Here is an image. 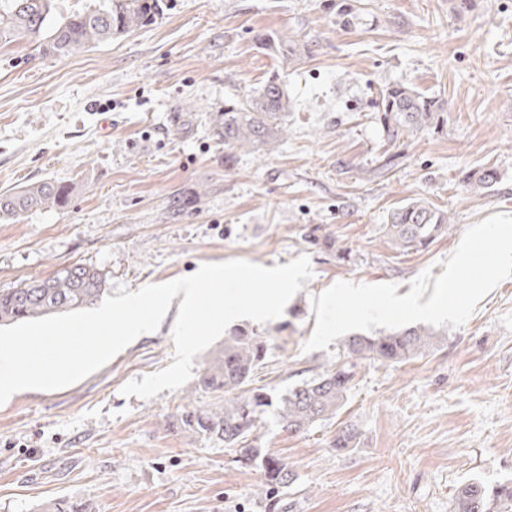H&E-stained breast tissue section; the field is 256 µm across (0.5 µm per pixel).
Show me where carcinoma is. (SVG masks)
<instances>
[{
    "label": "carcinoma",
    "mask_w": 512,
    "mask_h": 512,
    "mask_svg": "<svg viewBox=\"0 0 512 512\" xmlns=\"http://www.w3.org/2000/svg\"><path fill=\"white\" fill-rule=\"evenodd\" d=\"M0 8V44L26 41L44 55L66 56L95 48L126 36L153 22L164 11V0H101L91 11L52 21L53 0H4ZM336 24L349 28L359 20L361 9L353 0H339ZM267 49L292 62L310 52L309 44L277 34L265 40ZM376 120L392 144L443 122L442 107L401 83L381 90L375 102ZM290 99L286 85L270 76L255 94L224 102V110L211 113L214 136L227 149L265 150L281 140L287 128ZM497 180L495 170H475L465 177L470 189L479 192ZM70 188L52 181L28 185L0 194V220L17 221L31 211L60 210L69 200ZM449 227L448 213L411 202L394 211L383 225L388 242L398 251L426 247ZM105 291V279L93 265L74 264L50 276L0 289V326H8L94 304ZM438 333L425 326H409L375 334L346 337L334 366L309 380L274 395L254 386L264 368L270 341L246 329L224 337V347L205 362L197 386L224 404L180 412L181 430L238 448V462L259 466L265 494H278L291 481L292 471L282 459L263 451L252 439L256 422L276 406L278 425L293 434H305L316 424L337 415L354 378L353 368L364 360L399 364L436 347ZM357 430L343 425L329 441L338 451L354 447ZM449 512H512V484L488 488L479 481L458 487Z\"/></svg>",
    "instance_id": "cac0c4a2"
}]
</instances>
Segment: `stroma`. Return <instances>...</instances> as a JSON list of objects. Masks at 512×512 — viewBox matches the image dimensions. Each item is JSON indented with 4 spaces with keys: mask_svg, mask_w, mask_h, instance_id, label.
Here are the masks:
<instances>
[{
    "mask_svg": "<svg viewBox=\"0 0 512 512\" xmlns=\"http://www.w3.org/2000/svg\"><path fill=\"white\" fill-rule=\"evenodd\" d=\"M160 18L68 57L25 42L0 47V192L44 180L70 188L61 210L0 222V289L92 264L106 293L243 259L271 268L300 255L313 276L281 317L241 328L270 337L259 377L279 392L331 367L339 342L304 352L311 299L333 283H392L406 295L465 230L512 214V0H361L339 27L331 0H166ZM298 36L311 54L283 63L260 37ZM280 74L291 110L274 150L227 154L209 115ZM444 108L443 128L392 148L374 100L392 82ZM399 151L383 176L373 171ZM494 167L475 192L464 173ZM423 201L451 227L431 245L392 248V209ZM334 238L337 262L309 242ZM180 299L160 327L103 368L53 391L0 404V512H267L261 472L223 443L176 426L184 406L214 405L195 381L155 398L131 380L173 361ZM335 418L292 436L265 412L254 435L285 458L293 482L279 512H448L456 487L512 483V277L429 353L398 365L362 361ZM356 447L330 448L337 427Z\"/></svg>",
    "mask_w": 512,
    "mask_h": 512,
    "instance_id": "35a3bbf8",
    "label": "stroma"
}]
</instances>
